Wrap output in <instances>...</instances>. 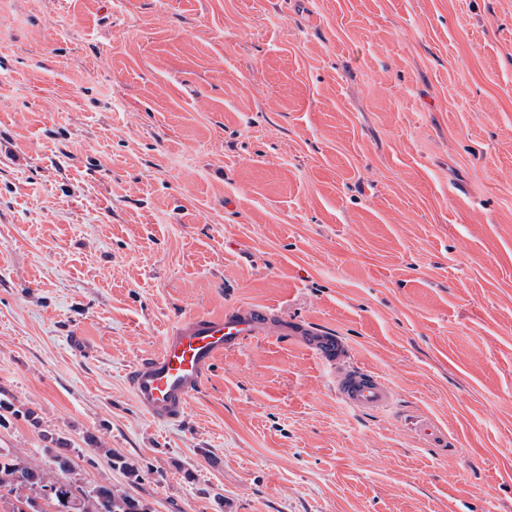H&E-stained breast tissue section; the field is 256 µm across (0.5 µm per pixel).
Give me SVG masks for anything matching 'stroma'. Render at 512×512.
<instances>
[{
	"label": "stroma",
	"instance_id": "35a3bbf8",
	"mask_svg": "<svg viewBox=\"0 0 512 512\" xmlns=\"http://www.w3.org/2000/svg\"><path fill=\"white\" fill-rule=\"evenodd\" d=\"M227 307L395 408L265 336L154 423L127 369ZM52 448L148 512H512V0H0V451Z\"/></svg>",
	"mask_w": 512,
	"mask_h": 512
}]
</instances>
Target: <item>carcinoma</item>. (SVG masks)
I'll list each match as a JSON object with an SVG mask.
<instances>
[{
    "mask_svg": "<svg viewBox=\"0 0 512 512\" xmlns=\"http://www.w3.org/2000/svg\"><path fill=\"white\" fill-rule=\"evenodd\" d=\"M51 458L52 466L45 468L0 453V492L15 495L21 504L16 512H46L37 504L39 499L51 512H147L143 504L118 496L107 486L99 485L92 495H85L64 477L70 468V458L58 450L51 452Z\"/></svg>",
    "mask_w": 512,
    "mask_h": 512,
    "instance_id": "1",
    "label": "carcinoma"
}]
</instances>
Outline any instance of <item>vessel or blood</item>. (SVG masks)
<instances>
[{"instance_id": "b4317fda", "label": "vessel or blood", "mask_w": 512, "mask_h": 512, "mask_svg": "<svg viewBox=\"0 0 512 512\" xmlns=\"http://www.w3.org/2000/svg\"><path fill=\"white\" fill-rule=\"evenodd\" d=\"M272 329L293 337L335 371L336 395L349 408L375 413L394 408L396 394L389 381L373 370L351 364L341 337L261 307L230 308L218 315L197 314L180 321L163 334L157 353L132 365L128 386L136 403L153 420L179 422L217 357Z\"/></svg>"}]
</instances>
